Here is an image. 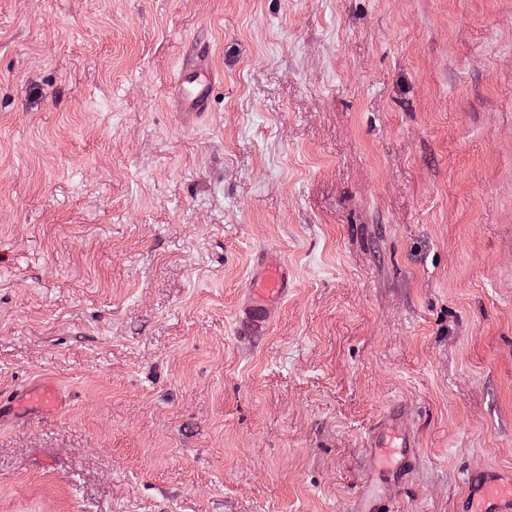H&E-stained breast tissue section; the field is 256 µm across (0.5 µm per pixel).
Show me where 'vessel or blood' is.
Instances as JSON below:
<instances>
[{
    "mask_svg": "<svg viewBox=\"0 0 512 512\" xmlns=\"http://www.w3.org/2000/svg\"><path fill=\"white\" fill-rule=\"evenodd\" d=\"M221 77L198 44H190L179 61L175 104L186 116H202ZM288 295V269L276 252L263 251L252 274L238 321L239 336L265 335ZM399 409L386 412L369 437V450L383 458L388 480L399 482L408 474L416 445L409 431L399 428ZM459 512H512V469H494L469 477Z\"/></svg>",
    "mask_w": 512,
    "mask_h": 512,
    "instance_id": "vessel-or-blood-1",
    "label": "vessel or blood"
}]
</instances>
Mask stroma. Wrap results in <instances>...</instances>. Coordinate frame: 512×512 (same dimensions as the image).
I'll return each mask as SVG.
<instances>
[{
  "label": "stroma",
  "mask_w": 512,
  "mask_h": 512,
  "mask_svg": "<svg viewBox=\"0 0 512 512\" xmlns=\"http://www.w3.org/2000/svg\"><path fill=\"white\" fill-rule=\"evenodd\" d=\"M193 38L222 82L191 128ZM263 249L289 291L250 345ZM41 383L58 408L13 405ZM493 467L512 0H0V512H352L368 480L458 512ZM400 419L398 408L386 412L374 426L368 441V449L383 457V473L394 482L405 478L417 452L412 434L399 428Z\"/></svg>",
  "instance_id": "stroma-1"
}]
</instances>
